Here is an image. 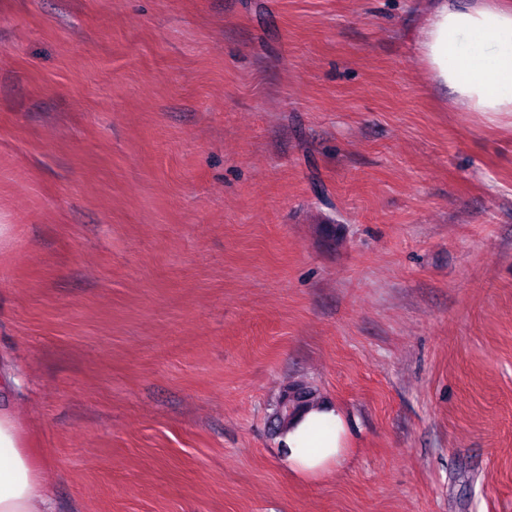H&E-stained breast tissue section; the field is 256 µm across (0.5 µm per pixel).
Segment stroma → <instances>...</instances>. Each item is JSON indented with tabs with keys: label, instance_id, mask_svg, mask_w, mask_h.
I'll use <instances>...</instances> for the list:
<instances>
[{
	"label": "stroma",
	"instance_id": "obj_1",
	"mask_svg": "<svg viewBox=\"0 0 512 512\" xmlns=\"http://www.w3.org/2000/svg\"><path fill=\"white\" fill-rule=\"evenodd\" d=\"M417 0H0V356L57 512H512V127ZM304 380L341 465L289 468ZM318 400L316 390L307 383L290 385L274 408L272 417L276 433L281 434L296 412ZM346 432L347 423L342 414L330 404L319 402L283 431L280 443L288 449V461L301 471L317 473L343 461Z\"/></svg>",
	"mask_w": 512,
	"mask_h": 512
}]
</instances>
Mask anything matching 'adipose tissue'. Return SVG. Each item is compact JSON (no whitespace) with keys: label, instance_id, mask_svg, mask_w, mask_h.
<instances>
[{"label":"adipose tissue","instance_id":"obj_1","mask_svg":"<svg viewBox=\"0 0 512 512\" xmlns=\"http://www.w3.org/2000/svg\"><path fill=\"white\" fill-rule=\"evenodd\" d=\"M416 53L451 101L479 119L512 120V0H428ZM347 423L321 402L280 443L301 471L344 459ZM0 512H53V503L8 406L0 405Z\"/></svg>","mask_w":512,"mask_h":512}]
</instances>
